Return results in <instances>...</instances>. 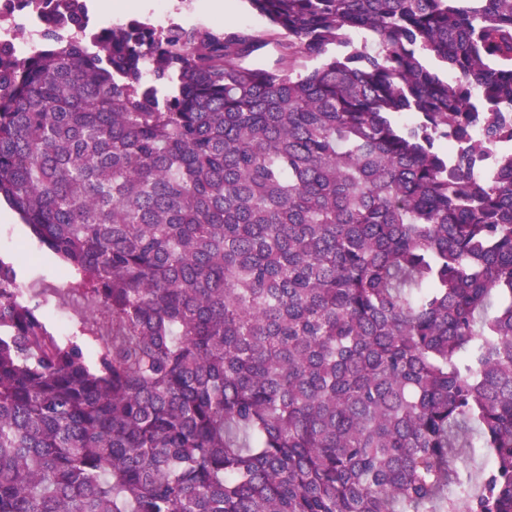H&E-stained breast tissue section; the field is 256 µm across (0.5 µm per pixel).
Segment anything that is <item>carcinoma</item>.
<instances>
[{"label": "carcinoma", "mask_w": 512, "mask_h": 512, "mask_svg": "<svg viewBox=\"0 0 512 512\" xmlns=\"http://www.w3.org/2000/svg\"><path fill=\"white\" fill-rule=\"evenodd\" d=\"M248 3L0 42V512H512V0ZM176 6L172 11H168L170 19L184 23L185 25L224 27L239 26L263 31L268 27L267 21L253 12L246 0H215L216 10H224L226 5V15L221 13L219 16L214 14L211 0H176ZM231 5V9L228 5ZM0 206V256L16 257L18 250L31 253L33 260L17 258L18 280L24 288L47 299L44 312L60 334H67L81 315L91 316L90 309L68 294L58 260L32 239L25 224L11 210Z\"/></svg>", "instance_id": "carcinoma-1"}]
</instances>
